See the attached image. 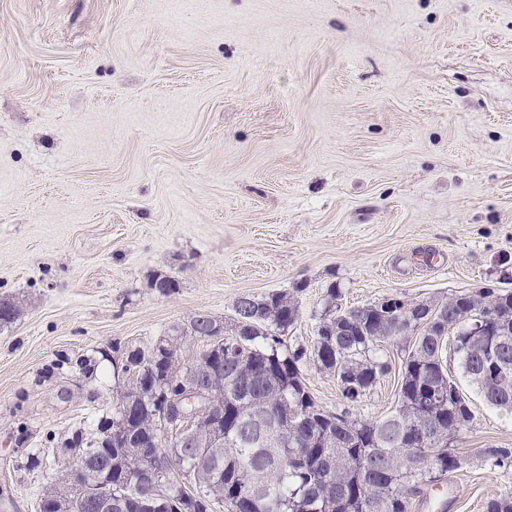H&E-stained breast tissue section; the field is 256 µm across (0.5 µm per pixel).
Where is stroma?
Masks as SVG:
<instances>
[{"mask_svg": "<svg viewBox=\"0 0 512 512\" xmlns=\"http://www.w3.org/2000/svg\"><path fill=\"white\" fill-rule=\"evenodd\" d=\"M175 280L159 294L156 279ZM342 308L512 292V0H0V504L37 512L76 437L130 385L180 366L283 292L284 337L322 409L397 407L409 338L360 400L311 359ZM473 419L448 512L512 492V415L458 378Z\"/></svg>", "mask_w": 512, "mask_h": 512, "instance_id": "stroma-1", "label": "stroma"}]
</instances>
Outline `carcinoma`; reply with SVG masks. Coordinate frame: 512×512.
<instances>
[{"instance_id": "cac0c4a2", "label": "carcinoma", "mask_w": 512, "mask_h": 512, "mask_svg": "<svg viewBox=\"0 0 512 512\" xmlns=\"http://www.w3.org/2000/svg\"><path fill=\"white\" fill-rule=\"evenodd\" d=\"M450 321L415 336L398 373L399 408L379 421L350 418L315 409L302 381V351L284 348L285 331L298 315L283 293H269L251 303L247 320L233 341L217 347L224 359V447L182 448L185 465L194 469V491L170 476L137 484L141 465L134 448L120 439L89 442L92 454L77 458L103 470L112 483L116 512H151L150 499L164 495L179 505L194 498L195 512H412L413 497L458 469L451 448L471 415L448 369V336L462 373L492 407L512 412V293L492 289L453 297L440 305ZM19 313L11 299H0V326ZM485 318L481 336L472 335L473 317ZM418 330L412 317L387 311L375 302L362 307L336 306V289L328 290L327 311L316 333L313 361L331 370L336 362L352 377L340 387L344 399L356 402L391 370L376 356L380 343ZM165 368L140 351L131 353L124 371L132 374L124 396L149 392L156 376L168 370L169 382L194 372L182 370L176 347ZM152 397L145 396L126 418L129 433H155ZM438 424L434 443L421 436V423ZM483 463L512 467V451L488 448Z\"/></svg>"}]
</instances>
